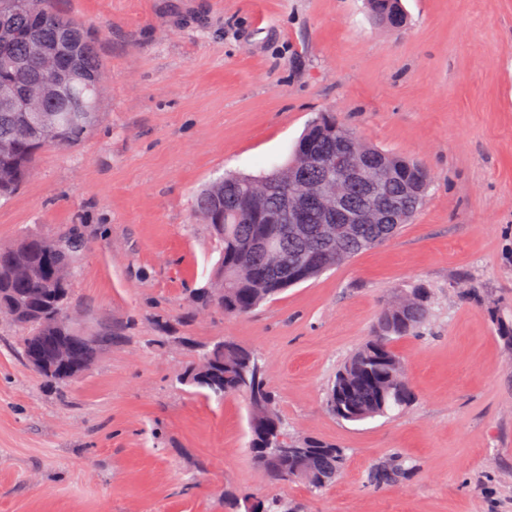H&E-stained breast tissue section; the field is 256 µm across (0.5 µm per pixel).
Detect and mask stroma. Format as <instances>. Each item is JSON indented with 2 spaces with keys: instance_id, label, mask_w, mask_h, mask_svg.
<instances>
[{
  "instance_id": "35a3bbf8",
  "label": "stroma",
  "mask_w": 512,
  "mask_h": 512,
  "mask_svg": "<svg viewBox=\"0 0 512 512\" xmlns=\"http://www.w3.org/2000/svg\"><path fill=\"white\" fill-rule=\"evenodd\" d=\"M53 3L96 42L102 117L0 202V243L81 239L76 315L118 336L56 386L0 318V512H225L228 490L306 512H512V0H402L399 30L365 0ZM319 112L425 166L424 206L394 239L252 314H191L219 257L195 192L283 163ZM419 283L429 319L395 343L415 401L337 419L325 408L337 369L383 303ZM222 337L265 360L289 440L344 448L335 483H268L245 403L178 383ZM395 456L404 473L371 483Z\"/></svg>"
}]
</instances>
